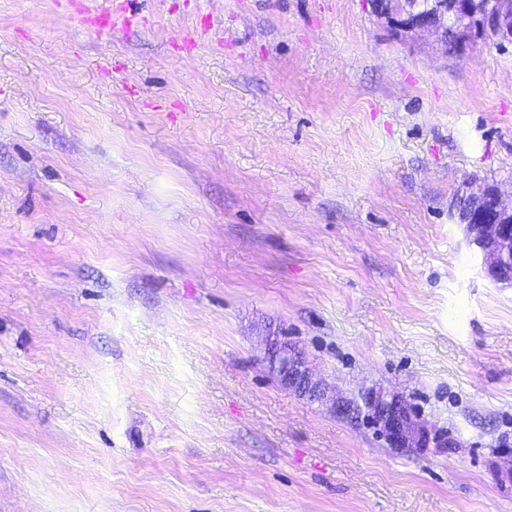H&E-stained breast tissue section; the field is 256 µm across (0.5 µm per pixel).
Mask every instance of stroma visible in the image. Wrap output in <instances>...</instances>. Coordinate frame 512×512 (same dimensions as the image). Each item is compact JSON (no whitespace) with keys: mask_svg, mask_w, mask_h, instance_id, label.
<instances>
[{"mask_svg":"<svg viewBox=\"0 0 512 512\" xmlns=\"http://www.w3.org/2000/svg\"><path fill=\"white\" fill-rule=\"evenodd\" d=\"M0 0V512H512V39L371 0ZM282 336L397 449L281 386ZM129 3L128 0L114 1L113 4L116 6L112 9V12L104 10L99 15L89 18L88 21L95 34L104 36L118 27L128 28L135 25L138 22L137 15L132 10H127ZM458 199L466 206L468 234L484 254L485 273L494 282L512 284V208L502 204L492 186ZM264 360L279 372L282 386L301 392L310 402L325 406L336 415L360 424L369 421L370 427L384 436L391 447H427L429 432L418 426L399 396L381 388H368L360 391L357 398L338 397L324 380L313 375L306 362L287 349H280L275 336H267Z\"/></svg>","mask_w":512,"mask_h":512,"instance_id":"1","label":"stroma"}]
</instances>
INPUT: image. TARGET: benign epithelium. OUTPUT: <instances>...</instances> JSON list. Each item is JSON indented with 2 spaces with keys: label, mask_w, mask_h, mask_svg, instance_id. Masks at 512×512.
<instances>
[{
  "label": "benign epithelium",
  "mask_w": 512,
  "mask_h": 512,
  "mask_svg": "<svg viewBox=\"0 0 512 512\" xmlns=\"http://www.w3.org/2000/svg\"><path fill=\"white\" fill-rule=\"evenodd\" d=\"M383 17L406 32L429 35L446 43L448 35L457 42L467 37L471 21L495 36L512 33V0H389ZM466 206V228L473 243L484 254V270L494 282L512 284V208L502 204L498 190L487 186L459 197ZM264 360L279 372L282 386L300 392L313 403L356 423L370 427L393 448H425L429 432L418 426L404 400L382 388H368L355 398L336 396L324 380L315 377L307 363L280 348L269 336Z\"/></svg>",
  "instance_id": "1"
}]
</instances>
